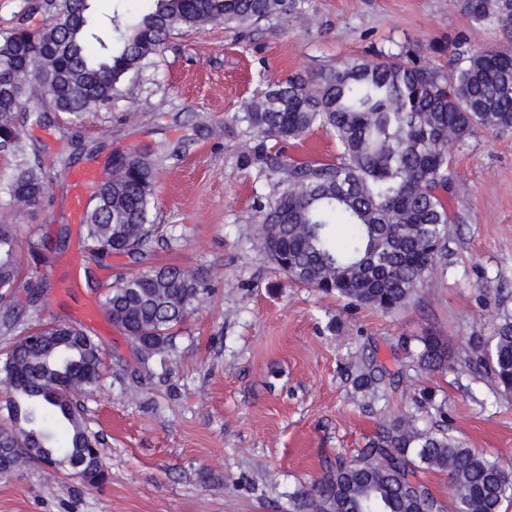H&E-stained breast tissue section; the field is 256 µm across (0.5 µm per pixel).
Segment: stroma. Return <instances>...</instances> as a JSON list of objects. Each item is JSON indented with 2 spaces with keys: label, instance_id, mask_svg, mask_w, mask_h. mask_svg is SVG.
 Listing matches in <instances>:
<instances>
[{
  "label": "stroma",
  "instance_id": "stroma-1",
  "mask_svg": "<svg viewBox=\"0 0 512 512\" xmlns=\"http://www.w3.org/2000/svg\"><path fill=\"white\" fill-rule=\"evenodd\" d=\"M51 21L45 0H0V35ZM460 32L476 49L505 39L472 25L454 0H308L303 12L243 28L174 32L148 66L125 77L112 102L78 126L60 113L38 125L18 112L16 124L39 146L47 178L39 205L13 207L10 160L0 155V224L23 243L53 241L64 228L68 243L45 257L26 255L6 294L20 322L0 327V352L21 329L53 322L101 340V385L80 403L107 478L92 488L30 461L0 475V512H295L292 492L337 457L356 455L404 413L484 455L512 449V396L490 372L473 368L470 342L512 314V132L480 130L452 148L448 265L406 307L385 314L294 281L254 249L259 210L278 187L243 161L255 139L234 120L268 83L291 74L379 50L434 65L431 44ZM72 134L87 146L73 167L100 176L117 154L161 156L149 263L98 258L87 248L72 210L70 169L60 164ZM266 145L298 162L337 154L334 138L317 128L286 147ZM148 264L195 268L212 288L166 371L152 374L99 306L114 274ZM427 333L447 341L449 369L417 368L410 340ZM361 358L386 369L371 399L355 385Z\"/></svg>",
  "mask_w": 512,
  "mask_h": 512
}]
</instances>
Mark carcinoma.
Returning a JSON list of instances; mask_svg holds the SVG:
<instances>
[{"mask_svg":"<svg viewBox=\"0 0 512 512\" xmlns=\"http://www.w3.org/2000/svg\"><path fill=\"white\" fill-rule=\"evenodd\" d=\"M132 24L110 17L117 37L96 36L89 0H48L54 23L17 28L0 38V151L14 159L9 204L40 203L46 171L15 125L26 87L6 77L25 69L52 110L79 122L117 94L125 76L160 51L176 30L242 26L301 11L306 0H153ZM473 24L512 34V0H456ZM452 56L450 70L400 53L364 56L313 75L273 82L245 104L241 123L264 138L297 140L318 127L335 137L332 162H294L256 152L279 194L261 208L257 247L292 278L326 294L382 312L406 306L425 278L447 264L448 152L477 130L512 131V48L466 47L459 34L430 46ZM157 165L149 152L112 162L83 217L86 241L102 254L147 255L156 237L149 213ZM23 267L11 228L0 224V289L15 287ZM210 293L195 269L152 267L120 274L105 287L100 307L141 347V363L177 351L181 326ZM475 365L488 368L512 393V314L493 335L472 338ZM418 365L448 368V344L429 333L416 338ZM100 341L67 325L34 329L17 338L0 361V384L10 398L0 408V473L31 458L55 470L84 463L82 479L98 482L101 457L78 396L99 384ZM382 374L358 365L356 387L375 395ZM512 452L488 459L444 433L423 430L408 415L383 425L351 461L339 458L309 490L294 495L299 512H447L420 479L443 473L454 512H501L512 500L507 473Z\"/></svg>","mask_w":512,"mask_h":512,"instance_id":"1","label":"carcinoma"}]
</instances>
